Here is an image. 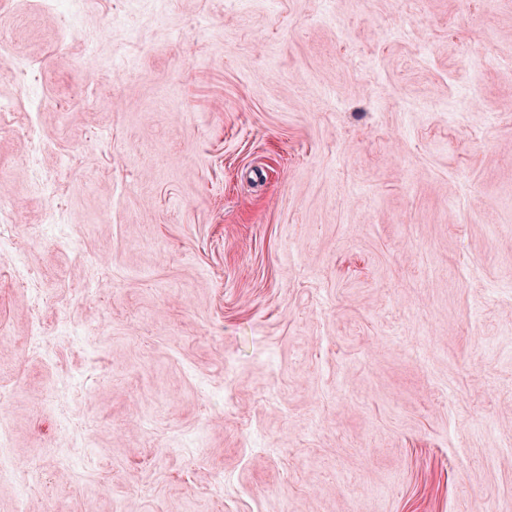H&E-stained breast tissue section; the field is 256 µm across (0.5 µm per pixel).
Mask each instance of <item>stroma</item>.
<instances>
[{
  "instance_id": "stroma-1",
  "label": "stroma",
  "mask_w": 512,
  "mask_h": 512,
  "mask_svg": "<svg viewBox=\"0 0 512 512\" xmlns=\"http://www.w3.org/2000/svg\"><path fill=\"white\" fill-rule=\"evenodd\" d=\"M0 37L40 273L0 264V512H512V0H0Z\"/></svg>"
}]
</instances>
